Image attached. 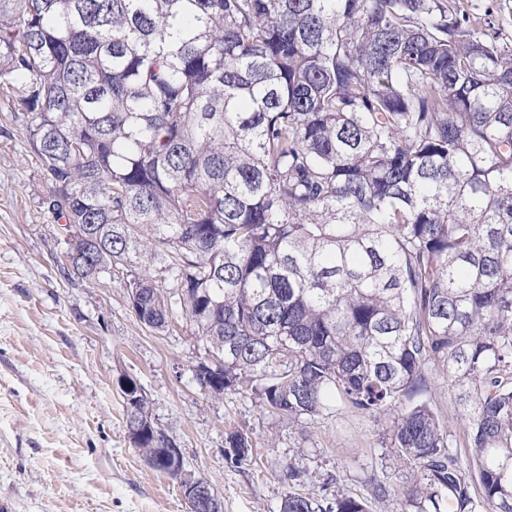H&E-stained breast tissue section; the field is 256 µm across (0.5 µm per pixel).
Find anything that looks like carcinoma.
Instances as JSON below:
<instances>
[{
  "instance_id": "cac0c4a2",
  "label": "carcinoma",
  "mask_w": 512,
  "mask_h": 512,
  "mask_svg": "<svg viewBox=\"0 0 512 512\" xmlns=\"http://www.w3.org/2000/svg\"><path fill=\"white\" fill-rule=\"evenodd\" d=\"M497 0H0V84L136 318L214 396L393 417L411 512H512V36ZM446 370L479 498L425 396ZM413 400L396 413L397 403ZM164 473L167 438L131 439ZM225 458L249 462L248 434ZM281 512H368L294 493Z\"/></svg>"
}]
</instances>
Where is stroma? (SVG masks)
<instances>
[{"mask_svg":"<svg viewBox=\"0 0 512 512\" xmlns=\"http://www.w3.org/2000/svg\"><path fill=\"white\" fill-rule=\"evenodd\" d=\"M50 185L13 94L0 91V512H189L178 482L131 442L119 381L137 379L155 424L187 470L208 479L223 512H280L288 494L367 501L405 512L420 476L389 443L391 420L353 408L292 423L248 392L204 391L200 342L183 319L158 333L135 317L125 272L64 276L65 251L44 199ZM431 406L464 444L445 371L429 367ZM247 431L251 463L224 457L225 435ZM301 471L288 479L286 466Z\"/></svg>","mask_w":512,"mask_h":512,"instance_id":"1","label":"stroma"}]
</instances>
